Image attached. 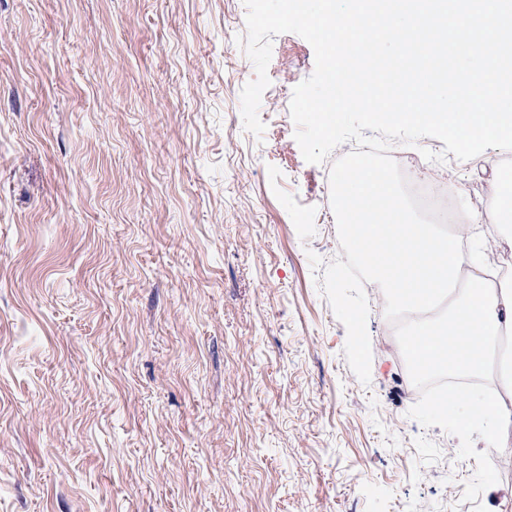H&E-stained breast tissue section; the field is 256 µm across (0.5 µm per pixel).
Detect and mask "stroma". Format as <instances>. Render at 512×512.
I'll return each mask as SVG.
<instances>
[{"mask_svg": "<svg viewBox=\"0 0 512 512\" xmlns=\"http://www.w3.org/2000/svg\"><path fill=\"white\" fill-rule=\"evenodd\" d=\"M245 17L0 0V512H512V453L410 397L372 282L350 369L309 261L341 253L331 164L290 116L314 51L274 36L255 136ZM501 155L428 171L512 255ZM488 219L499 226L512 229V171L501 170L492 189V207Z\"/></svg>", "mask_w": 512, "mask_h": 512, "instance_id": "stroma-1", "label": "stroma"}]
</instances>
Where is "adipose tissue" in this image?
<instances>
[{"mask_svg": "<svg viewBox=\"0 0 512 512\" xmlns=\"http://www.w3.org/2000/svg\"><path fill=\"white\" fill-rule=\"evenodd\" d=\"M336 187L345 230L391 300L416 310L447 307L445 325L415 323L404 350L428 372L497 376L495 394L458 418L460 431L485 415L493 420L494 437L511 434L512 408L502 398L512 394V372L488 361L486 347L512 330V289L491 287L480 240L464 247L459 237L438 235L434 225L411 223L394 202L386 175L372 166L338 173Z\"/></svg>", "mask_w": 512, "mask_h": 512, "instance_id": "1", "label": "adipose tissue"}]
</instances>
